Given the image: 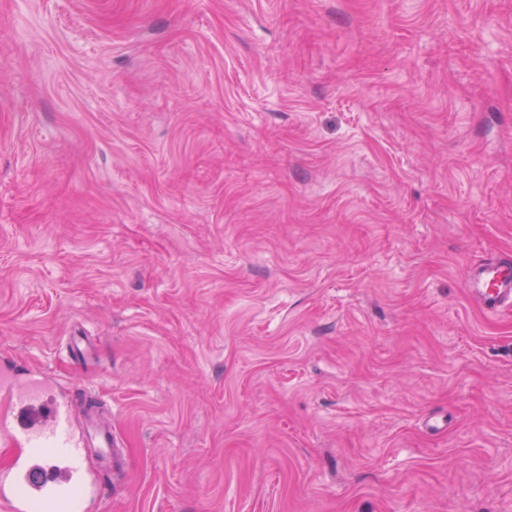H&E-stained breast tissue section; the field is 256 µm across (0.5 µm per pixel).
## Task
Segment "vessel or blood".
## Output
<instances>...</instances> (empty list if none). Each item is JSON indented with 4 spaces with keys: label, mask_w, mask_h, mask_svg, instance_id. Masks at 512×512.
Returning a JSON list of instances; mask_svg holds the SVG:
<instances>
[{
    "label": "vessel or blood",
    "mask_w": 512,
    "mask_h": 512,
    "mask_svg": "<svg viewBox=\"0 0 512 512\" xmlns=\"http://www.w3.org/2000/svg\"><path fill=\"white\" fill-rule=\"evenodd\" d=\"M467 287L488 311L511 307L512 260L479 264ZM82 404L75 393L56 395L50 379L8 372L0 384V445L13 454L0 468V512H88L101 497V477L87 467L86 454L95 451L110 466L115 437L95 417L75 424Z\"/></svg>",
    "instance_id": "obj_1"
}]
</instances>
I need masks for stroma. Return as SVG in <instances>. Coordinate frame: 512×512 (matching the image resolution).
Listing matches in <instances>:
<instances>
[{"label": "stroma", "mask_w": 512, "mask_h": 512, "mask_svg": "<svg viewBox=\"0 0 512 512\" xmlns=\"http://www.w3.org/2000/svg\"><path fill=\"white\" fill-rule=\"evenodd\" d=\"M503 254L512 0H0V353L96 512H512ZM470 293L488 311L512 306V260L494 257L469 273Z\"/></svg>", "instance_id": "1"}]
</instances>
